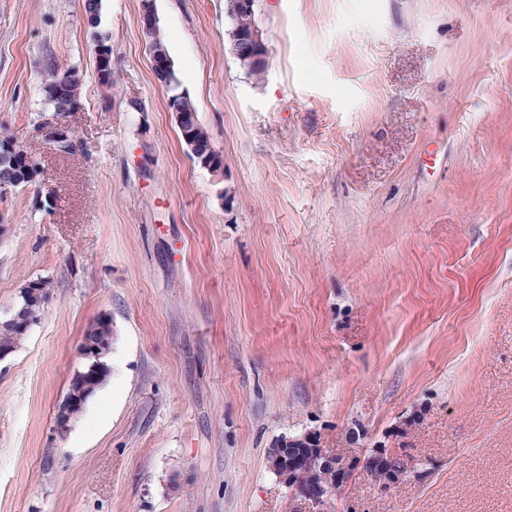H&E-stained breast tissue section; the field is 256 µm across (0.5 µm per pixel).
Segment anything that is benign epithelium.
<instances>
[{
	"mask_svg": "<svg viewBox=\"0 0 512 512\" xmlns=\"http://www.w3.org/2000/svg\"><path fill=\"white\" fill-rule=\"evenodd\" d=\"M252 5V0H239L236 13V57L248 66L262 63L267 55L263 31L251 22ZM92 54L98 74L102 75L112 68V59L105 45L93 44ZM47 137L52 148L59 152L69 148L73 134L68 126L54 121L49 125ZM100 341L102 338L99 336L85 337L80 346L90 372L108 369L99 353ZM392 460V456L380 452L368 459L367 466L383 475L388 484L393 485L404 479L411 472V467L391 473L387 471V464ZM269 466L279 482L302 497L314 508V512H327L330 499L324 484L334 481L340 486L347 485L353 462L321 447L320 439L308 433L282 439L270 457Z\"/></svg>",
	"mask_w": 512,
	"mask_h": 512,
	"instance_id": "7a95c632",
	"label": "benign epithelium"
}]
</instances>
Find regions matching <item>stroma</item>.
Instances as JSON below:
<instances>
[{"label": "stroma", "mask_w": 512, "mask_h": 512, "mask_svg": "<svg viewBox=\"0 0 512 512\" xmlns=\"http://www.w3.org/2000/svg\"><path fill=\"white\" fill-rule=\"evenodd\" d=\"M262 79L224 0H154L224 167L154 80L141 0H0V132L38 164L0 191V310L49 295L0 362V512H309L289 434L353 457L331 512H512V0H256ZM83 75L55 153L47 58ZM108 383L56 424L79 344ZM419 462L388 488L375 451ZM84 2L86 3V10L88 12H93L96 16L95 23L89 25L90 21H92L93 19L91 20L90 17L85 14V21L89 25V27L91 29V33H92L91 34L92 40H93L92 54H93V61H94L95 69H96L98 75H103L109 69V72L107 73L106 78L101 79L99 77V79L103 84L106 83V84L113 85L112 70H110L112 68V59H110V55L108 53V48L112 52V47L110 45L111 37L109 36V34L98 29L101 24V1L100 0H85ZM99 12H100V16H99ZM96 42H101V43L107 44L109 46L107 48L105 45H103L101 43H96ZM102 332H103V334H101V336H103L102 338L100 336H90V337L84 336L83 341L80 346V350L84 357H82L80 354V359H81L80 367L74 372V375L71 378L67 396L76 394L82 389L78 386L76 379L78 377V373H80L84 368V362H85L84 358L87 359V361H88V371L89 372H95L96 370H100V369H104V370L108 369L107 363L104 360H102V355L99 353V346H100V341L102 342L103 340H107L109 338V336L112 335V329L102 331Z\"/></svg>", "instance_id": "35a3bbf8"}]
</instances>
